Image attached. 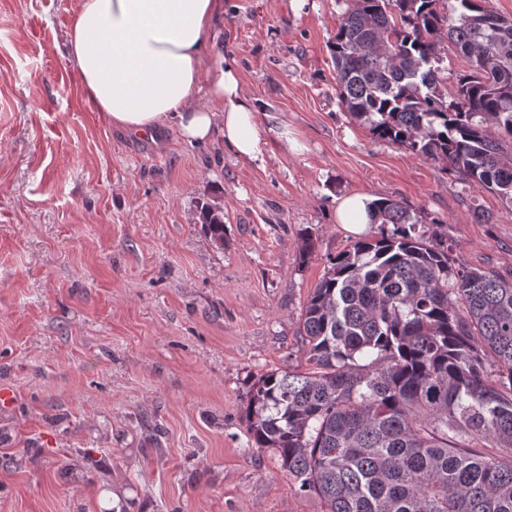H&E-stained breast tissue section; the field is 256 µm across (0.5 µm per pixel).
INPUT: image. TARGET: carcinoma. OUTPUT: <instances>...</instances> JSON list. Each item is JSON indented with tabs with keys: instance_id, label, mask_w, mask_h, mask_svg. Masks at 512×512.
Here are the masks:
<instances>
[{
	"instance_id": "cac0c4a2",
	"label": "carcinoma",
	"mask_w": 512,
	"mask_h": 512,
	"mask_svg": "<svg viewBox=\"0 0 512 512\" xmlns=\"http://www.w3.org/2000/svg\"><path fill=\"white\" fill-rule=\"evenodd\" d=\"M353 0L330 52L339 97L383 140L512 204V19L487 0ZM447 38L467 68L453 91ZM329 258L304 304L308 369L251 381L249 441L323 512H512V274L470 266L400 202ZM224 243L221 211L201 208ZM494 378H488V367ZM440 47L441 53L444 57L442 63V67L445 68L443 75L448 80V91L451 92L453 91V86L455 84V76L460 70L465 68V63L455 54L451 45L448 43V39L444 38Z\"/></svg>"
}]
</instances>
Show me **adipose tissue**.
Here are the masks:
<instances>
[{"instance_id":"obj_1","label":"adipose tissue","mask_w":512,"mask_h":512,"mask_svg":"<svg viewBox=\"0 0 512 512\" xmlns=\"http://www.w3.org/2000/svg\"><path fill=\"white\" fill-rule=\"evenodd\" d=\"M224 0H79L68 58L85 96L113 128L149 135L176 123L182 137L222 139L258 159L265 131L240 87L235 61L211 45ZM373 199L344 196L336 221L354 234L372 222Z\"/></svg>"}]
</instances>
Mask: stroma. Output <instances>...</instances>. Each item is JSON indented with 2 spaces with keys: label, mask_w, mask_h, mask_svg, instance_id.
Wrapping results in <instances>:
<instances>
[{
  "label": "stroma",
  "mask_w": 512,
  "mask_h": 512,
  "mask_svg": "<svg viewBox=\"0 0 512 512\" xmlns=\"http://www.w3.org/2000/svg\"><path fill=\"white\" fill-rule=\"evenodd\" d=\"M350 5L224 0L216 49L266 131L248 160L113 129L67 59L77 0H0V512H322L243 409L253 376L306 361L301 309L357 239L344 195L398 200L458 259L512 272V205L342 105L329 44ZM87 448L97 470L72 475ZM201 214L204 216L203 227L206 234L215 243L224 242V220L221 211L209 205L201 208Z\"/></svg>",
  "instance_id": "obj_1"
}]
</instances>
